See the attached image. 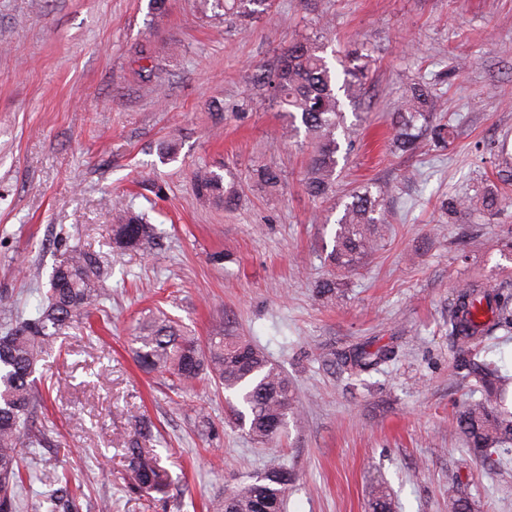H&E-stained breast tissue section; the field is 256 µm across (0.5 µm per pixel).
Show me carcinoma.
Wrapping results in <instances>:
<instances>
[{"label":"carcinoma","mask_w":512,"mask_h":512,"mask_svg":"<svg viewBox=\"0 0 512 512\" xmlns=\"http://www.w3.org/2000/svg\"><path fill=\"white\" fill-rule=\"evenodd\" d=\"M224 16L241 22L268 12L272 0H214ZM371 59L357 47L340 60L341 69L330 66L319 45L303 38L284 51L277 69L265 81L269 97L278 105L288 138L305 134L311 151L304 185L314 199L325 200L336 193V168L342 141H350L344 108L354 103L366 85ZM439 97L422 81L411 83L402 104L390 113L393 135L391 147L412 155L422 136L428 134L436 145L449 147L454 129L437 122ZM255 182L274 188L282 181L273 166L254 170ZM198 195L212 197L230 208L235 202L233 187L224 177L199 168L194 173ZM482 212L496 214L500 196L486 187L481 194ZM334 223L330 264L340 272L361 267L363 259L377 246L379 227L387 223L384 194L364 185L349 192L338 203ZM153 235L145 215L126 207L121 221L112 225V245L131 250ZM104 266L99 258L77 245H64L61 258L49 275L45 302L35 316L18 322L0 336V512H20L23 491L37 477L20 468L23 453L40 448L48 441L47 424L37 422L32 410L38 398L36 373L58 340L76 324H83L105 313L101 281ZM512 332V287L497 288L474 282L456 291L448 314V336L457 358L453 374L475 382L481 398L467 403L456 416V427L465 437L467 448L476 458L487 459L492 452L512 447V408L506 405L512 391V377L482 355V342L498 332ZM132 352L139 368L148 373L167 374L183 386L207 381L234 397V415L248 426L252 440L262 444L277 441L297 413L292 383L243 336L231 334L222 323L214 326L205 341L188 336L174 321L149 315L132 336ZM385 346L374 351L355 350L341 355L343 364L369 371L391 359ZM151 435L143 426L138 438L124 449L128 490L152 498L168 492L169 475L161 458L140 439ZM292 471L271 469L251 477L238 490L214 496L205 504L207 512H283ZM83 491L71 485L68 476L53 480V486L35 494L27 507L31 512H80ZM371 512H395L391 495L379 487L372 493Z\"/></svg>","instance_id":"cac0c4a2"}]
</instances>
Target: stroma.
Wrapping results in <instances>:
<instances>
[{"label": "stroma", "mask_w": 512, "mask_h": 512, "mask_svg": "<svg viewBox=\"0 0 512 512\" xmlns=\"http://www.w3.org/2000/svg\"><path fill=\"white\" fill-rule=\"evenodd\" d=\"M305 36L373 58L336 194L369 183L389 209L333 302L315 292L333 273V203L305 193L309 150L281 140L263 88ZM139 45L153 81L139 75ZM417 78L457 136L408 157L389 146V114ZM502 144L512 152V0H274L244 27L205 0H167L158 19L149 0H0V292L30 314L62 243L108 273V325L70 329L37 374L36 415L53 431L23 466L46 481L68 470L82 512L106 500L112 512H205L208 498L281 466L296 474L284 512H370L380 485L396 512H448L457 479L472 512H512V450L473 461L455 427L481 393L453 376L448 337L458 284L512 283V186L490 161ZM264 165L283 172L276 190L252 178ZM200 167L234 186V208L197 195ZM482 184L500 187L496 216L442 210ZM119 199L154 228L138 250L112 246ZM155 308L202 338L224 321L281 369L301 413L278 444H255L213 386L186 390L137 367L129 336ZM361 345L395 354L370 372L343 368ZM142 419L171 481L153 503L126 490L123 450Z\"/></svg>", "instance_id": "obj_1"}]
</instances>
